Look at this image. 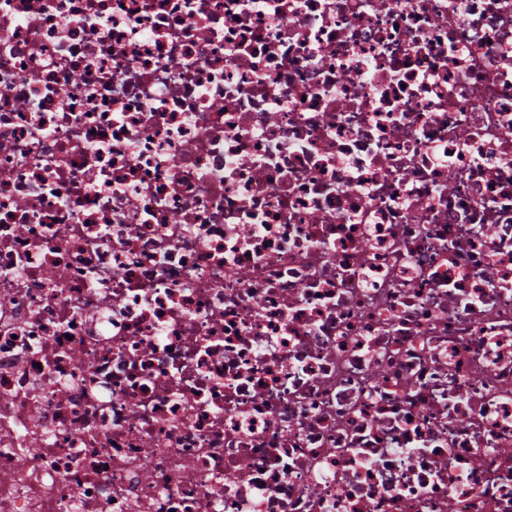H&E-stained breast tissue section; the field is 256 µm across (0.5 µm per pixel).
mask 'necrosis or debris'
Listing matches in <instances>:
<instances>
[{
    "instance_id": "4bbe7bcc",
    "label": "necrosis or debris",
    "mask_w": 512,
    "mask_h": 512,
    "mask_svg": "<svg viewBox=\"0 0 512 512\" xmlns=\"http://www.w3.org/2000/svg\"><path fill=\"white\" fill-rule=\"evenodd\" d=\"M0 512H512V0H0Z\"/></svg>"
}]
</instances>
